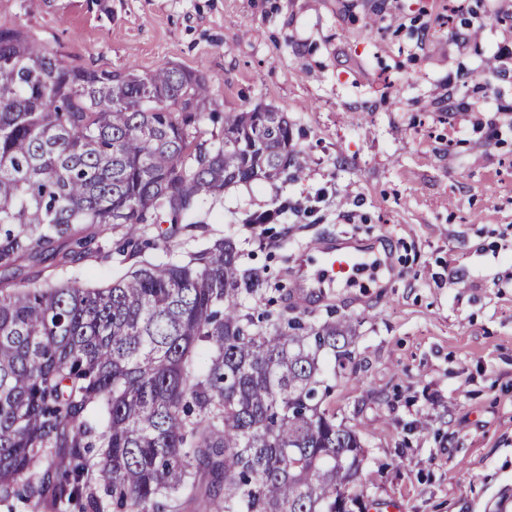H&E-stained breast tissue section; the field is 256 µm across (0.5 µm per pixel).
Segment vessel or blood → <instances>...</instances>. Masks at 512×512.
Wrapping results in <instances>:
<instances>
[{
  "mask_svg": "<svg viewBox=\"0 0 512 512\" xmlns=\"http://www.w3.org/2000/svg\"><path fill=\"white\" fill-rule=\"evenodd\" d=\"M369 254V249L352 243H340L318 252L304 248L298 253L294 279L301 288H318L336 280L354 284L364 272Z\"/></svg>",
  "mask_w": 512,
  "mask_h": 512,
  "instance_id": "b4317fda",
  "label": "vessel or blood"
}]
</instances>
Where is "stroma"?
I'll use <instances>...</instances> for the list:
<instances>
[{"instance_id":"1","label":"stroma","mask_w":512,"mask_h":512,"mask_svg":"<svg viewBox=\"0 0 512 512\" xmlns=\"http://www.w3.org/2000/svg\"><path fill=\"white\" fill-rule=\"evenodd\" d=\"M0 0L71 65L200 72L217 112H284L297 180L199 214L288 311L297 250L381 240L394 280L324 286L356 330L328 399L366 450L361 512H512V0ZM278 209L273 224L254 213Z\"/></svg>"}]
</instances>
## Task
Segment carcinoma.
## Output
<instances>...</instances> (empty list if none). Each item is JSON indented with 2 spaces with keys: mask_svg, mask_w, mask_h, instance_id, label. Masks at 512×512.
<instances>
[{
  "mask_svg": "<svg viewBox=\"0 0 512 512\" xmlns=\"http://www.w3.org/2000/svg\"><path fill=\"white\" fill-rule=\"evenodd\" d=\"M205 78L69 65L0 22V492L59 508L349 512L359 433L331 381L354 373L346 319L305 324L249 301L262 280L234 240L175 260L203 201L298 178L305 157L273 108L224 114L203 138ZM123 271L83 281L116 228ZM41 458L51 468L35 470Z\"/></svg>",
  "mask_w": 512,
  "mask_h": 512,
  "instance_id": "cac0c4a2",
  "label": "carcinoma"
}]
</instances>
